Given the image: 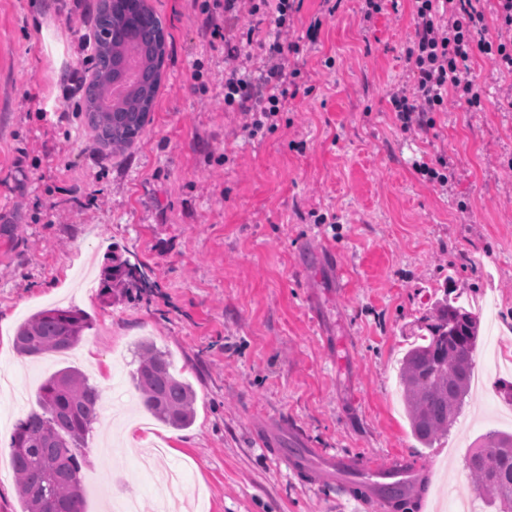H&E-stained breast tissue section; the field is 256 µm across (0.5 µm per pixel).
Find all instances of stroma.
Segmentation results:
<instances>
[{
	"label": "stroma",
	"mask_w": 512,
	"mask_h": 512,
	"mask_svg": "<svg viewBox=\"0 0 512 512\" xmlns=\"http://www.w3.org/2000/svg\"><path fill=\"white\" fill-rule=\"evenodd\" d=\"M96 0H0V512H22L7 448L57 370L84 371L103 412L82 469L85 512L132 495L156 512L152 472L192 489L184 512H344L342 486L277 465L276 449L345 456L356 470L397 454L430 470L420 512L477 494L467 468L480 435L511 431L489 337L512 339V71L466 65L486 104L449 97L403 134L390 95L410 80L414 0L364 22L362 0H303L295 34L301 93L251 136L224 106V45L202 0H148L167 57L150 121L125 154L96 151L75 90L90 68L79 37ZM325 22L306 36L315 15ZM448 161V183L419 162ZM142 288L105 295L113 260ZM486 299L470 393L433 447L411 434L398 367L442 295ZM55 305L91 326L67 355H18L15 331ZM150 338L197 394L191 426L149 436L132 380Z\"/></svg>",
	"instance_id": "35a3bbf8"
}]
</instances>
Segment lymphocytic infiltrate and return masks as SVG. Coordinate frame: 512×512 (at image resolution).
<instances>
[{
	"instance_id": "obj_1",
	"label": "lymphocytic infiltrate",
	"mask_w": 512,
	"mask_h": 512,
	"mask_svg": "<svg viewBox=\"0 0 512 512\" xmlns=\"http://www.w3.org/2000/svg\"><path fill=\"white\" fill-rule=\"evenodd\" d=\"M207 10L224 14L223 23H212L210 28L211 36L224 43V104L240 112L244 130L258 135L284 111L289 90L301 75L300 68L289 63L300 50L290 33L301 0H212ZM242 15L268 20L276 29L275 39L266 48L268 64L257 78L237 64L245 44L253 40L252 33L235 40L225 27ZM496 17L506 39L485 37V15L473 0H416L414 37L405 49L412 83L390 96L403 133L430 127L433 113L443 111L452 95L471 109L481 108L482 87L464 67L472 52L512 70V0H497Z\"/></svg>"
}]
</instances>
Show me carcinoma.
Instances as JSON below:
<instances>
[{"instance_id": "carcinoma-1", "label": "carcinoma", "mask_w": 512, "mask_h": 512, "mask_svg": "<svg viewBox=\"0 0 512 512\" xmlns=\"http://www.w3.org/2000/svg\"><path fill=\"white\" fill-rule=\"evenodd\" d=\"M94 28L92 73L78 87L79 111L100 147L116 154L128 149L148 122L161 85L166 33L146 0H99ZM129 49L139 59V75L124 101L115 105L112 89L126 80ZM136 280V269L113 265L104 291ZM90 326L79 309H44L18 327L15 347L24 356L63 355ZM478 333V316L446 296L435 301L426 324L413 332L399 382L412 434L426 448L448 434L465 404ZM137 358L132 378L145 408L175 429L191 426L196 392L172 372L167 354L144 340L137 345ZM39 406L40 411L16 424L10 437L23 512H85L81 471L88 462V436L98 421L99 392L85 374L67 367L44 381ZM468 469L477 491L489 496L496 512H512V433L481 436ZM422 491L416 484L389 492L386 499L394 512H413Z\"/></svg>"}]
</instances>
